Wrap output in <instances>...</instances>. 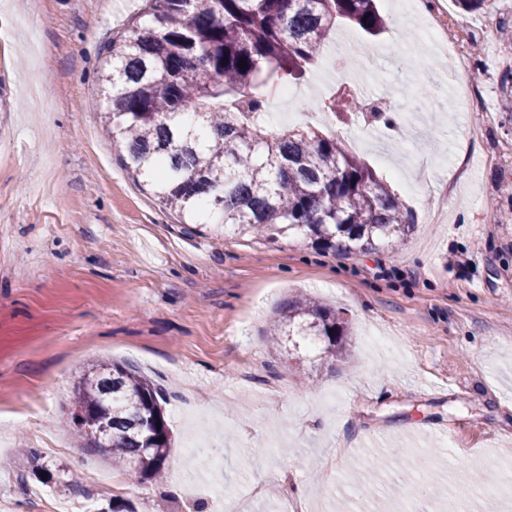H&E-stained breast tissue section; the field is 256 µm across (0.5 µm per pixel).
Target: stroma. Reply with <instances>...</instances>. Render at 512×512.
<instances>
[{
  "instance_id": "1",
  "label": "stroma",
  "mask_w": 512,
  "mask_h": 512,
  "mask_svg": "<svg viewBox=\"0 0 512 512\" xmlns=\"http://www.w3.org/2000/svg\"><path fill=\"white\" fill-rule=\"evenodd\" d=\"M143 0H0V499L44 512L47 489L95 508L156 512V482L78 447L74 385L125 361L166 394L169 512H285L277 475L310 512H450L451 490L495 479L475 512H512V0L448 10L479 42L462 74L421 21L379 0L372 36L337 20L336 47L292 88L293 111L338 138L412 213L397 244L343 256L303 236L188 232L115 158L102 128L105 48ZM409 52L384 53L391 39ZM484 92L471 111L461 87ZM355 88L387 98L407 142L363 112L318 115ZM296 295L342 312L343 356L273 339ZM78 474L21 477L18 449Z\"/></svg>"
}]
</instances>
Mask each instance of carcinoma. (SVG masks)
I'll use <instances>...</instances> for the list:
<instances>
[{
  "instance_id": "obj_1",
  "label": "carcinoma",
  "mask_w": 512,
  "mask_h": 512,
  "mask_svg": "<svg viewBox=\"0 0 512 512\" xmlns=\"http://www.w3.org/2000/svg\"><path fill=\"white\" fill-rule=\"evenodd\" d=\"M145 2L149 21L132 20L101 62L104 127L126 170L181 223L216 215L241 233L302 235L338 254L407 235L412 222L387 183L336 138L275 133L264 117L269 88L300 79L336 19L372 35L385 28L375 0ZM274 335L311 336L334 356L347 322L296 297L281 308ZM163 401L132 367L102 361L75 384L70 421L85 451L157 480L170 448ZM14 463L53 476L36 448L20 449Z\"/></svg>"
}]
</instances>
